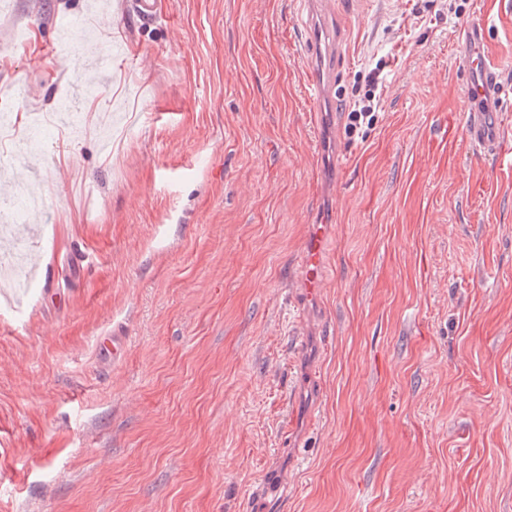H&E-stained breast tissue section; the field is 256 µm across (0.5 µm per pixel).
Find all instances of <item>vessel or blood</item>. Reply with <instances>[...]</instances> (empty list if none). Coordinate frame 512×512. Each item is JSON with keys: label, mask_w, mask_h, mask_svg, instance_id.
I'll list each match as a JSON object with an SVG mask.
<instances>
[{"label": "vessel or blood", "mask_w": 512, "mask_h": 512, "mask_svg": "<svg viewBox=\"0 0 512 512\" xmlns=\"http://www.w3.org/2000/svg\"><path fill=\"white\" fill-rule=\"evenodd\" d=\"M458 56L467 73L466 96L469 114L464 127V136L482 154L494 153L502 128L495 113L486 106L501 93L496 75L505 63L503 57L488 52V30L484 23H464L456 36ZM307 85L313 102H321L336 85L330 75L309 70ZM331 234L327 224L309 225L305 245L299 258L302 273L303 293L306 298H317L324 286L325 245ZM127 340L123 331L115 329L98 343V354L103 361H116L125 351Z\"/></svg>", "instance_id": "b4317fda"}]
</instances>
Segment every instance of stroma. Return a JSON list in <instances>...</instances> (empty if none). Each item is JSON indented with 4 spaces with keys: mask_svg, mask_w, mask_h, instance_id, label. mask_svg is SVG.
<instances>
[{
    "mask_svg": "<svg viewBox=\"0 0 512 512\" xmlns=\"http://www.w3.org/2000/svg\"><path fill=\"white\" fill-rule=\"evenodd\" d=\"M126 2L0 0V202L38 198L0 297V512H512V65L481 156L455 51L480 20L512 57V0H339L337 165L300 0ZM307 85L310 93V98L313 102L319 103L327 97L334 87L336 86V76L330 74L324 76L317 73L314 66L310 64L307 74ZM384 67L380 65L367 75V89L363 96L349 105L345 131L350 141H366L378 123L382 88V85L379 86V76ZM331 234V226L322 224L308 225V235L299 258L302 273L303 293L307 299H317L320 288L324 286L325 245ZM120 329H112L107 336L100 339L98 343V354L104 361H116L118 360L125 351L126 347V336Z\"/></svg>",
    "mask_w": 512,
    "mask_h": 512,
    "instance_id": "obj_1",
    "label": "stroma"
}]
</instances>
